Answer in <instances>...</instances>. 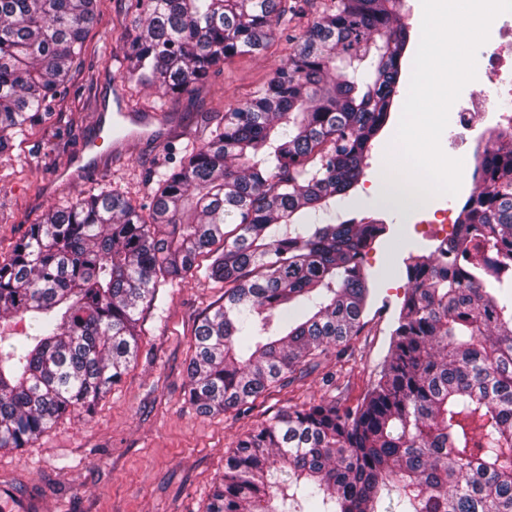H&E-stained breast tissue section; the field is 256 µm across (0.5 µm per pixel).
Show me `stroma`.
Returning <instances> with one entry per match:
<instances>
[{"label":"stroma","mask_w":512,"mask_h":512,"mask_svg":"<svg viewBox=\"0 0 512 512\" xmlns=\"http://www.w3.org/2000/svg\"><path fill=\"white\" fill-rule=\"evenodd\" d=\"M301 2L282 0L289 20L274 25L265 48L226 60L192 96L170 99L166 127L137 140L123 162L67 185L63 170L86 154L98 130L97 113L112 106L114 78L99 53L121 50L119 35L134 12L131 0H101L65 95L44 122L0 155V263L52 205L101 184L117 183L137 203H149L150 176L178 163L181 142L204 137L221 114L251 99L292 53L313 20L298 13ZM400 212L402 222L392 236L364 258L375 293L357 335L332 347L327 360L306 374L267 391L245 416L233 410L201 415L186 396L195 329L222 300L223 284L190 276L162 288L161 303L140 315L136 362L92 418L60 419L29 448L0 450V512H205L224 472V455L239 435L310 400L356 407L380 377L407 291L406 278L394 270L420 252L415 209L404 206Z\"/></svg>","instance_id":"1"}]
</instances>
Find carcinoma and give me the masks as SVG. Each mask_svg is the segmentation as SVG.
I'll return each mask as SVG.
<instances>
[{
	"instance_id": "carcinoma-1",
	"label": "carcinoma",
	"mask_w": 512,
	"mask_h": 512,
	"mask_svg": "<svg viewBox=\"0 0 512 512\" xmlns=\"http://www.w3.org/2000/svg\"><path fill=\"white\" fill-rule=\"evenodd\" d=\"M123 84L154 110L261 49L281 0H134ZM99 0H0V154L41 122ZM401 0H330L275 76L179 165L128 192L53 207L0 264V449L89 417L139 351L136 314L211 258L187 398L244 412L361 328L363 256L390 230L337 207L357 194L399 95L412 36ZM448 247L409 256L382 375L360 405L313 401L244 433L206 512H512V135L478 154ZM28 324L20 336L9 320Z\"/></svg>"
}]
</instances>
